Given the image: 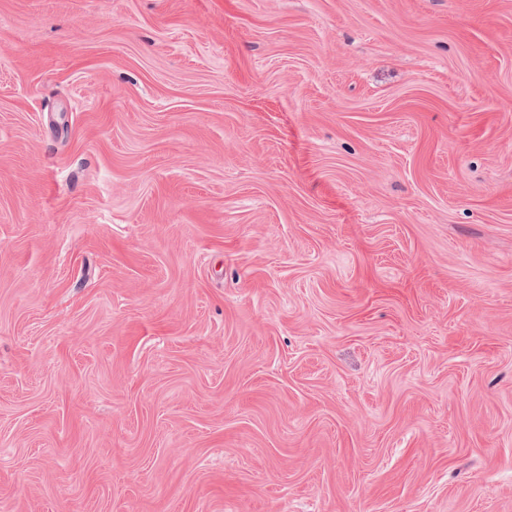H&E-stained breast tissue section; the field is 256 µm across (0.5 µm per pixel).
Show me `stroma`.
<instances>
[{
    "mask_svg": "<svg viewBox=\"0 0 512 512\" xmlns=\"http://www.w3.org/2000/svg\"><path fill=\"white\" fill-rule=\"evenodd\" d=\"M0 512H512V0H0Z\"/></svg>",
    "mask_w": 512,
    "mask_h": 512,
    "instance_id": "stroma-1",
    "label": "stroma"
}]
</instances>
